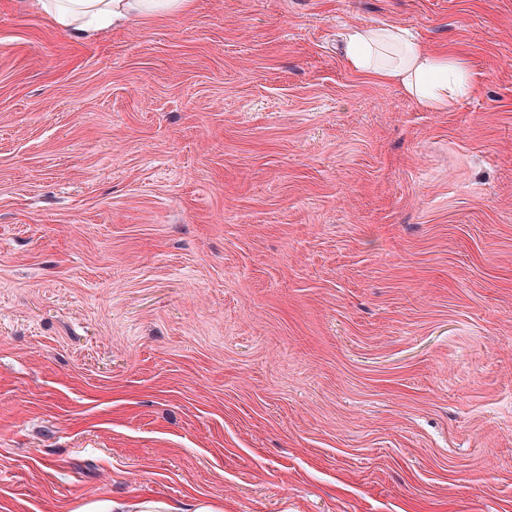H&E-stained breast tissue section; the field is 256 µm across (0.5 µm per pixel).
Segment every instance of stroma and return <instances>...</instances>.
<instances>
[{
    "label": "stroma",
    "mask_w": 512,
    "mask_h": 512,
    "mask_svg": "<svg viewBox=\"0 0 512 512\" xmlns=\"http://www.w3.org/2000/svg\"><path fill=\"white\" fill-rule=\"evenodd\" d=\"M104 499L512 512V0H0V512ZM185 0H40L42 8L64 29L99 31L141 14L182 9ZM343 58L358 74L399 84L428 111H448L474 89L454 56L434 53L404 28L352 27L344 35Z\"/></svg>",
    "instance_id": "stroma-1"
}]
</instances>
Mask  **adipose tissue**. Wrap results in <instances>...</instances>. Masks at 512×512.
Instances as JSON below:
<instances>
[{"label": "adipose tissue", "instance_id": "adipose-tissue-1", "mask_svg": "<svg viewBox=\"0 0 512 512\" xmlns=\"http://www.w3.org/2000/svg\"><path fill=\"white\" fill-rule=\"evenodd\" d=\"M62 28L90 33L135 15L169 13L184 0H41ZM343 58L356 73L399 84L423 109L443 112L473 86L452 55L437 54L399 27L358 25L347 30Z\"/></svg>", "mask_w": 512, "mask_h": 512}]
</instances>
